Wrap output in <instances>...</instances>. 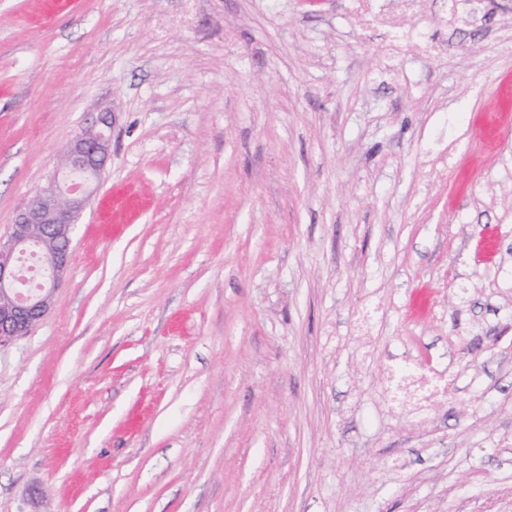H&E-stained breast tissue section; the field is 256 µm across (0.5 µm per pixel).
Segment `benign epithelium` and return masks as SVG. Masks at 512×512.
<instances>
[{"label": "benign epithelium", "mask_w": 512, "mask_h": 512, "mask_svg": "<svg viewBox=\"0 0 512 512\" xmlns=\"http://www.w3.org/2000/svg\"><path fill=\"white\" fill-rule=\"evenodd\" d=\"M111 116L78 134L49 186L17 215L12 232L0 239V346L24 336L49 311L55 289L70 261L74 226L98 190L110 141ZM40 254L46 274L35 289L25 287L17 257L30 248Z\"/></svg>", "instance_id": "benign-epithelium-1"}]
</instances>
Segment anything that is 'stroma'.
Wrapping results in <instances>:
<instances>
[{"label":"stroma","mask_w":512,"mask_h":512,"mask_svg":"<svg viewBox=\"0 0 512 512\" xmlns=\"http://www.w3.org/2000/svg\"><path fill=\"white\" fill-rule=\"evenodd\" d=\"M470 2L395 76L351 0H0V237L112 115L0 347V512H512V0ZM392 357L454 400L388 413ZM380 311L379 303L372 299H368L360 305L353 318L355 332L361 335H366L371 332L378 321Z\"/></svg>","instance_id":"1"}]
</instances>
